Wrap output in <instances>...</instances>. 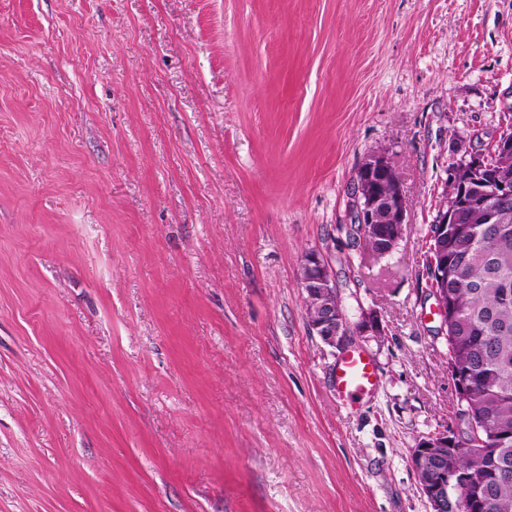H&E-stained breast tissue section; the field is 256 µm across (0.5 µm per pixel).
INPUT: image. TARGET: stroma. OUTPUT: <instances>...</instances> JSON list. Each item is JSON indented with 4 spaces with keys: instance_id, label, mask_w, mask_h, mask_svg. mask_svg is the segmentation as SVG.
Segmentation results:
<instances>
[{
    "instance_id": "1",
    "label": "stroma",
    "mask_w": 512,
    "mask_h": 512,
    "mask_svg": "<svg viewBox=\"0 0 512 512\" xmlns=\"http://www.w3.org/2000/svg\"><path fill=\"white\" fill-rule=\"evenodd\" d=\"M512 127V0H0V512H429L447 169ZM388 157L376 257L345 226ZM382 333L337 397L305 253ZM351 208L353 224L360 228L362 240L375 236L378 224H388L389 217H393L391 233L386 235L382 250H370L377 257L390 254L403 238L408 204L396 172L385 155H370L358 169ZM333 385L340 398L374 394L379 386V377L371 356L357 347L346 351L335 363Z\"/></svg>"
}]
</instances>
